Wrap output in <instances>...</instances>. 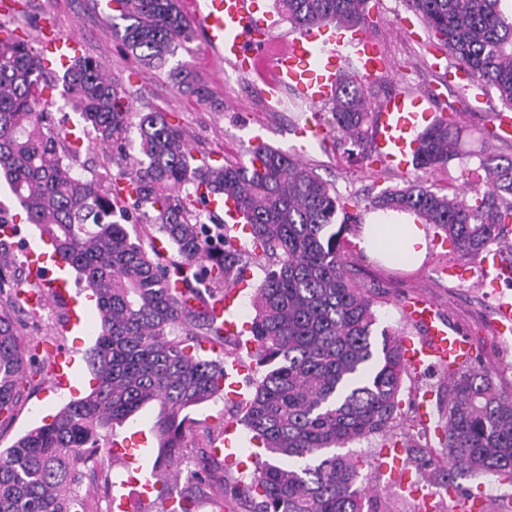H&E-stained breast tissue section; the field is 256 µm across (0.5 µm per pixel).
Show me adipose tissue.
<instances>
[{
	"instance_id": "obj_1",
	"label": "adipose tissue",
	"mask_w": 512,
	"mask_h": 512,
	"mask_svg": "<svg viewBox=\"0 0 512 512\" xmlns=\"http://www.w3.org/2000/svg\"><path fill=\"white\" fill-rule=\"evenodd\" d=\"M357 243L366 254L385 265L396 255L405 257L407 266L414 269L427 259L425 231L413 215L400 221H382L369 215Z\"/></svg>"
}]
</instances>
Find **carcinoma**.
<instances>
[{"instance_id":"carcinoma-1","label":"carcinoma","mask_w":512,"mask_h":512,"mask_svg":"<svg viewBox=\"0 0 512 512\" xmlns=\"http://www.w3.org/2000/svg\"><path fill=\"white\" fill-rule=\"evenodd\" d=\"M128 21L120 39L148 64L163 65L171 46L191 37L180 0H113ZM296 30L335 21L360 30L369 25V0H277ZM437 41L448 48L470 81L494 89L512 110V14L501 0H405ZM41 49L15 29L0 25V171L28 223L49 237L51 248L86 281L98 310V331L88 353L95 385L69 401L51 421L0 450V512H73L80 467L98 464L100 431L125 422L157 402L156 480L182 473V445L189 431L184 411L224 388V362L198 355L202 342H223L224 328L203 306L178 294L204 264L205 290L242 280L246 254L276 259L256 288L250 326L252 354L266 367L254 392L239 402L241 421L270 457L253 475L225 485L219 512L240 501L252 512H365L358 483L360 460L350 443L380 435L401 444L418 417L397 410L404 378L422 375L402 359L400 336L387 329L374 337L375 301L345 258V233L355 217L336 190L300 160L258 144L244 163L197 164L179 126L162 112L138 124L139 156L123 177L137 183L145 221L175 248L170 260L145 248L124 224L126 199L118 183L73 172L60 151L67 132L52 127L50 108L61 98L96 134L107 162L124 152L131 128L125 90L81 55L59 71L44 68ZM171 81L203 100L206 89L185 65ZM372 81L348 68L332 98L331 118L315 115L325 136L358 147L368 143ZM462 129L441 117L418 138L415 166L434 170L459 154ZM483 191L449 197L419 179L370 200L373 209L408 212L441 230L459 257L477 258L490 245L512 255L504 228L512 224V156L484 147L478 156ZM205 183L229 195L249 226L251 250L234 236L201 230L200 213L186 184ZM338 229H333V226ZM25 355L8 309L0 310V417L18 399ZM448 409L434 432L447 451L452 484L458 475L512 474V392H501L494 372L470 362L447 367Z\"/></svg>"}]
</instances>
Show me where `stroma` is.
<instances>
[{"label": "stroma", "instance_id": "35a3bbf8", "mask_svg": "<svg viewBox=\"0 0 512 512\" xmlns=\"http://www.w3.org/2000/svg\"><path fill=\"white\" fill-rule=\"evenodd\" d=\"M47 17L53 19L58 31L79 35L83 54L98 60L106 74L123 85L132 105V122H139L141 115L148 112L167 113L169 120L182 128L195 157L206 158L213 164L244 162L255 143L261 141L298 156L347 202L362 206L386 188L403 186L407 179L406 174L385 167L378 157H364L360 148L347 143L302 146L296 128L307 116L306 106L289 99L279 105L260 102L259 75L237 74L216 57L204 53L200 32H193L189 41L177 45L166 65L150 67L124 48L112 29L120 21L119 14L107 7L106 0H27L21 9L5 16L4 21L16 28L18 34L36 42L40 39V23ZM366 33L380 42L393 67L392 76L380 79L373 89L374 107H381L391 94L404 90L430 98L436 112L455 118L468 134L463 144L467 156L424 173L421 179L441 194L465 190L467 182L461 172L478 164L477 158L470 156V149L477 147L478 137L489 139L496 132L490 117L503 109L497 94L449 84L448 69L455 66V59L448 56L404 0H372ZM180 63L192 68L206 85L207 101H197L171 83L168 71ZM347 238L346 258L357 281L375 300L379 326L390 327L402 336H420V329L403 317L400 308L406 298L420 294L434 299L442 313L463 331L477 360L492 365L503 356H512V339L502 340L494 330L500 298L512 300V279H501L495 290L482 287L483 269L476 259L467 263V278L445 277L442 268L457 263L458 257L453 250L435 245L430 246L427 260L416 270L386 267L362 258L355 232H348ZM66 276L71 294L82 302V329L56 334L65 311L54 300L39 312L17 314L16 329L25 349L26 368L19 382L21 398L11 418L0 421L1 449L11 447L26 432L51 419L69 400L90 390L86 354L96 338V306L89 299L86 283L78 280L76 272L67 271ZM58 350L67 351L75 359L65 386L57 385L51 375L53 356ZM201 356L228 362L240 360L245 367L239 377L241 392L247 395L253 391V382L258 377L256 361L239 340L208 344ZM426 388L434 392L429 404L431 413L437 415L446 410L448 378L437 370L425 374L420 383L404 382L400 393L404 415H414ZM160 412L159 404L152 402L122 425L103 431L99 448L109 476H84L79 493L85 512H111L110 501L119 493L126 497L125 512H159L161 501L157 492L141 496L139 484L128 481L129 464L115 457L113 451L143 445L157 448L154 424ZM188 416L192 430L185 440L186 466L199 472L203 487L195 512H212L211 503L219 496L225 479L252 473L260 458L251 432L238 421L224 397L190 408ZM228 426L233 429L229 436L235 455H214L213 442L226 436L224 429ZM382 444V437L375 436L351 445L352 450L367 459L360 481L372 495L370 512H419L418 501L380 472L377 457Z\"/></svg>", "mask_w": 512, "mask_h": 512}]
</instances>
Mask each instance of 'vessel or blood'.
<instances>
[{"mask_svg": "<svg viewBox=\"0 0 512 512\" xmlns=\"http://www.w3.org/2000/svg\"><path fill=\"white\" fill-rule=\"evenodd\" d=\"M193 17L204 34L207 53L222 57L237 72H253L258 63H265L275 76L271 100H279L282 89H290L301 102L316 106L331 100L345 67L354 68L362 77L373 80L388 74L391 63L381 45L362 32L341 28L325 33L323 28L301 31L290 40L286 51L268 58L265 45L272 40L278 26L273 14L264 11L260 0H194ZM41 59L51 67L67 62L78 53L76 36L54 32L50 21L41 25ZM437 119L432 101L424 96L401 91L382 105L377 116L375 151L387 166L405 171L414 163V152L420 132ZM25 263L36 286L20 293L22 302L32 311L44 308L49 299H56L66 310L60 332H69L78 325L74 299L62 275V265L52 255L48 240L29 243L23 252ZM241 291L233 286L224 296L207 302L209 313L224 326L227 335H239L235 303ZM405 318L419 326L421 337H402L401 351L406 366L414 371L437 370L448 361L473 360L468 339L441 316L436 302L426 296H415L401 304ZM379 465L400 488L420 493L402 460V450L386 447L380 452Z\"/></svg>", "mask_w": 512, "mask_h": 512, "instance_id": "b4317fda", "label": "vessel or blood"}]
</instances>
